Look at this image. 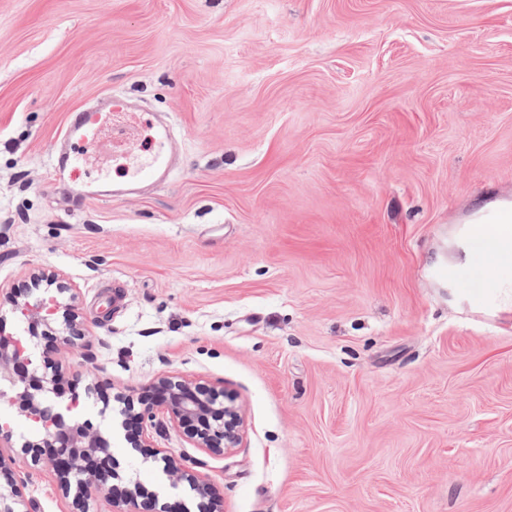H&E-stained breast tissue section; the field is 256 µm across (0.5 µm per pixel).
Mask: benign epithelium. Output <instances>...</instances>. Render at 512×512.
I'll return each instance as SVG.
<instances>
[{"label": "benign epithelium", "mask_w": 512, "mask_h": 512, "mask_svg": "<svg viewBox=\"0 0 512 512\" xmlns=\"http://www.w3.org/2000/svg\"><path fill=\"white\" fill-rule=\"evenodd\" d=\"M53 286L60 294L69 293L68 301L62 302L57 296L48 294V289ZM5 299L25 317L27 326L16 334L5 336L0 325V397L9 399L10 404L27 419L44 423V436L37 447L53 449L48 462L58 471L61 490L67 495L71 489L70 474L83 473V456L109 452L110 442L100 428L70 414L77 404L76 399H70L65 406L55 401L59 396L58 386L64 379V370L60 367L50 377L40 373L31 350L35 346L34 339L38 338L39 327L50 325L59 314L65 320L74 316L76 294L56 283L54 277L34 273L27 287L9 289L5 292ZM153 387L155 401L146 402L138 408L134 398L124 396L120 413L125 417L134 416L144 423L153 421L155 410L160 409L176 425L192 421L196 423V429L189 436L191 444L213 455L220 456L239 445L244 420L234 403L218 404L224 392L215 389L201 391L192 387L190 382L169 375L157 377ZM131 444L144 459L162 462L163 470L175 482H186L197 496L209 497L210 483L166 450L154 447L146 433H140L131 440ZM6 457L8 453L1 447L0 473L4 475L5 484H0V503L10 500L23 506L21 512H37L36 503L23 496L25 484L8 472ZM117 476L114 469L88 474L78 482V493L86 499L95 497L103 492L109 479ZM144 495L145 488L134 484L123 499L112 501V512H137L138 498Z\"/></svg>", "instance_id": "obj_1"}]
</instances>
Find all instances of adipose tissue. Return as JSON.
<instances>
[{
	"instance_id": "obj_1",
	"label": "adipose tissue",
	"mask_w": 512,
	"mask_h": 512,
	"mask_svg": "<svg viewBox=\"0 0 512 512\" xmlns=\"http://www.w3.org/2000/svg\"><path fill=\"white\" fill-rule=\"evenodd\" d=\"M498 221L475 224L459 240L458 258L448 265V282L456 284L458 272L469 275L466 296L495 289L498 310H512V208L493 206Z\"/></svg>"
}]
</instances>
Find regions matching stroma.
<instances>
[{"mask_svg": "<svg viewBox=\"0 0 512 512\" xmlns=\"http://www.w3.org/2000/svg\"><path fill=\"white\" fill-rule=\"evenodd\" d=\"M168 116L179 164L77 206L48 155L104 94ZM106 130L84 172L124 180ZM512 202V0H0V286L78 288L63 360L114 432L140 512H207L103 415L163 373L224 391L233 451L203 462L224 512H512V312L477 321L434 276L453 229ZM93 323L84 334L85 323ZM37 512H72L41 432L0 399Z\"/></svg>", "mask_w": 512, "mask_h": 512, "instance_id": "stroma-1", "label": "stroma"}]
</instances>
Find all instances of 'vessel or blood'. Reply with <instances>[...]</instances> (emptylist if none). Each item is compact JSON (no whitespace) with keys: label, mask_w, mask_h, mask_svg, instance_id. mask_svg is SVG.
I'll return each instance as SVG.
<instances>
[{"label":"vessel or blood","mask_w":512,"mask_h":512,"mask_svg":"<svg viewBox=\"0 0 512 512\" xmlns=\"http://www.w3.org/2000/svg\"><path fill=\"white\" fill-rule=\"evenodd\" d=\"M112 104V98L107 96L92 107L69 113L60 141L51 156L55 176L73 180V193L82 202L136 193L140 184L165 181L173 167L172 153L169 149V128L158 123L154 126L153 153L145 161L132 165L128 171L129 179L125 184L109 187L97 179L79 180L74 167V157L95 142L99 131L112 114Z\"/></svg>","instance_id":"b4317fda"}]
</instances>
